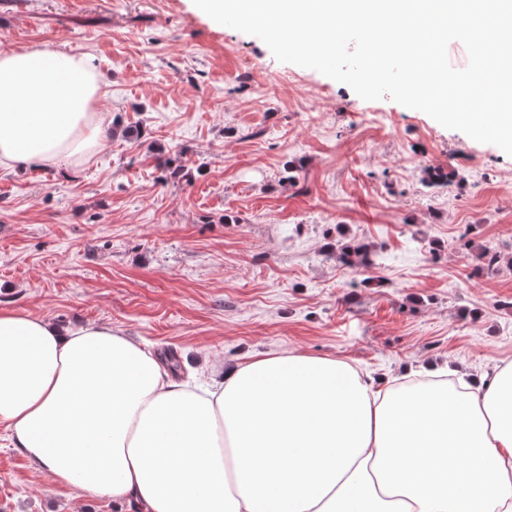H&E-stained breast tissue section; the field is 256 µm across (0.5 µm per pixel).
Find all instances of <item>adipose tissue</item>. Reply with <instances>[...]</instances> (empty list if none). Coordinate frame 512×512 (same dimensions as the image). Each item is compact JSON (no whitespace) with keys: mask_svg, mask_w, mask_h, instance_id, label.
Here are the masks:
<instances>
[{"mask_svg":"<svg viewBox=\"0 0 512 512\" xmlns=\"http://www.w3.org/2000/svg\"><path fill=\"white\" fill-rule=\"evenodd\" d=\"M83 56L0 52V165L97 143ZM378 381L296 351L206 389L108 324L0 310V425L58 485L128 512H512V363L449 385Z\"/></svg>","mask_w":512,"mask_h":512,"instance_id":"obj_1","label":"adipose tissue"}]
</instances>
